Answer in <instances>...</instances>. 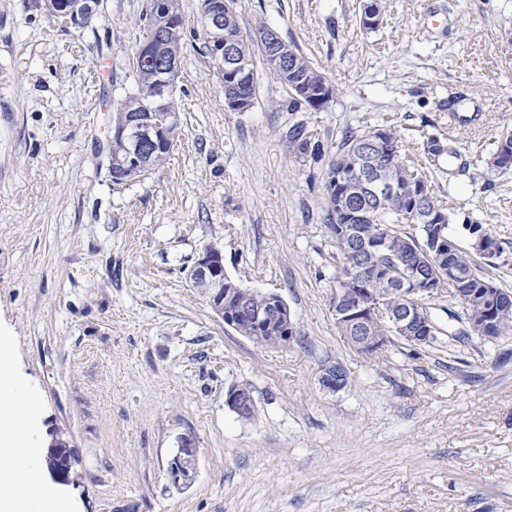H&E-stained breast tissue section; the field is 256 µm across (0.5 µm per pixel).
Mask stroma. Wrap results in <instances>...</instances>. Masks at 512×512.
Segmentation results:
<instances>
[{
    "label": "stroma",
    "instance_id": "stroma-1",
    "mask_svg": "<svg viewBox=\"0 0 512 512\" xmlns=\"http://www.w3.org/2000/svg\"><path fill=\"white\" fill-rule=\"evenodd\" d=\"M147 0H103L90 29L43 0H0V338L24 394L28 438L68 436L71 512H512V333L487 342L396 339L374 358L333 315L336 242L321 178L285 132L336 143L395 129L448 207L500 246L512 291V168L486 164L512 132V0H237L244 29H275L335 85L319 112L288 111L265 66L247 112L193 44L184 113L165 163L113 185L105 115L147 36ZM446 156L432 154L435 146ZM243 287L286 301L298 335L258 345L224 324L188 271L205 245ZM342 364L348 383H323ZM251 388L255 412L224 402ZM197 449L191 485L168 461ZM197 450L189 438L179 440L178 448L175 454L168 462L167 473L170 482L177 487H184L190 485L195 477V465L193 471L186 472L184 467V460L187 457H192L196 461Z\"/></svg>",
    "mask_w": 512,
    "mask_h": 512
}]
</instances>
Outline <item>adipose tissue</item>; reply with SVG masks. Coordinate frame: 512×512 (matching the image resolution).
Here are the masks:
<instances>
[{
	"label": "adipose tissue",
	"instance_id": "1",
	"mask_svg": "<svg viewBox=\"0 0 512 512\" xmlns=\"http://www.w3.org/2000/svg\"><path fill=\"white\" fill-rule=\"evenodd\" d=\"M23 427L14 376L9 365V352L0 341V447L14 449L11 458H0V512H22L21 500L14 492L17 482V462L23 458L37 459V448L18 445V433Z\"/></svg>",
	"mask_w": 512,
	"mask_h": 512
}]
</instances>
